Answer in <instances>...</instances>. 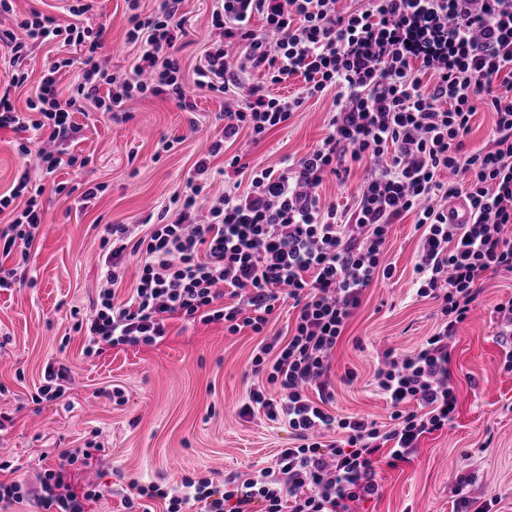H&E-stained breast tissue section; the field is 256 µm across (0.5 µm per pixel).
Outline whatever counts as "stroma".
<instances>
[{
    "label": "stroma",
    "instance_id": "obj_1",
    "mask_svg": "<svg viewBox=\"0 0 512 512\" xmlns=\"http://www.w3.org/2000/svg\"><path fill=\"white\" fill-rule=\"evenodd\" d=\"M181 8L186 34L179 57L190 79L208 45L212 2L183 0ZM128 16L125 0L94 2L88 21L108 30L100 55L106 67H127L136 54L125 41ZM194 95V117L172 101L148 98L129 103L123 116L93 112L80 118L68 148L88 156V166L79 175L59 170L45 181L44 224L29 262L35 283L0 290V333L10 337L0 349V412L13 418L0 432L1 481L38 485L56 465L57 449L89 448L92 456L68 470V482L79 493L91 484L104 489L94 512H123L117 493L122 480L168 485L185 475L219 479L269 466L280 449L292 446L287 423L239 414L255 382L250 363L259 339L250 330L233 335L220 323L175 318L155 346L89 357L84 336L72 328L71 307L88 309L100 283L98 225L136 224L167 205L207 155L215 115L234 105L220 93L198 89ZM330 108V98L308 100L260 143L242 133L226 152L264 166L302 154L327 134ZM166 140L174 143L167 151ZM61 182L67 192L55 193ZM80 183L104 187L86 208L73 192ZM419 244L414 216L392 225L386 259L395 274L365 289L332 356L336 415L390 422L391 408L373 381L377 361L388 350L411 353L436 325L433 301L413 292ZM511 298L512 278L485 281L481 306L451 346L453 423L423 437L410 460L381 463L380 495L353 502L352 512H457L453 488L465 473L474 478L469 496L495 493L499 512H512V372L502 368L493 315ZM57 360L74 375L65 399L33 404L46 364ZM348 371L355 374L349 383L343 380ZM105 387L120 388L122 402L101 396Z\"/></svg>",
    "mask_w": 512,
    "mask_h": 512
}]
</instances>
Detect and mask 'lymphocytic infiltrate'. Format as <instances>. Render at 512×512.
<instances>
[{
  "label": "lymphocytic infiltrate",
  "mask_w": 512,
  "mask_h": 512,
  "mask_svg": "<svg viewBox=\"0 0 512 512\" xmlns=\"http://www.w3.org/2000/svg\"><path fill=\"white\" fill-rule=\"evenodd\" d=\"M14 2L0 0V17L13 19L0 27L10 65L0 80V129L22 133L17 151L33 157L42 174L87 166L86 156L66 148L80 129L76 115L122 112L149 97L192 113L191 82L240 100L221 113V136L170 207L138 224L104 225L101 286L76 327L86 333L88 356L160 343L176 315L223 323L232 334L250 329L260 338L251 372L267 387L250 390L242 412L258 409L286 421L296 444L247 477L185 476L166 488L130 480L126 512H155L156 500L164 512H350V503L377 495L381 459L409 460L423 436L453 421L449 344L479 305L485 277L512 276V0H367L349 11L338 9V0H214L211 39L191 81L176 57L186 32L182 0H156L146 15L139 0H128L126 41L137 54L130 67L113 70L97 56L105 27L83 20L91 0H70L66 23L35 9L17 14ZM256 17L262 28L253 26ZM50 42L79 56L50 63L18 110L12 94L28 81L24 63ZM76 63L81 79L63 90L58 75ZM256 69L265 83H244L245 72ZM294 76L302 79L295 94L271 93ZM328 94V132L313 149L279 167L233 155L227 164L235 181L200 207L210 160L229 140L244 131L260 142L306 101ZM481 106L494 116L493 137L490 145L471 147L466 139ZM362 162L369 175L351 215L322 206L317 189L324 179L345 180ZM444 173L449 181H441ZM43 192L23 173L0 194V213L12 215L0 225L1 290L29 282ZM460 196L471 220L449 223L446 203ZM411 213L423 230L416 295L436 302L438 324L413 354L384 353L375 372L393 408L384 431L330 411L332 355L364 290L393 277L394 266L384 260L390 227ZM131 255L139 271L122 298ZM287 301L296 311L293 328L268 333L275 309ZM88 454L62 449V468L46 470L36 489L20 479L0 481V512L24 503L41 512H88L103 489L75 494L64 472Z\"/></svg>",
  "instance_id": "lymphocytic-infiltrate-1"
}]
</instances>
